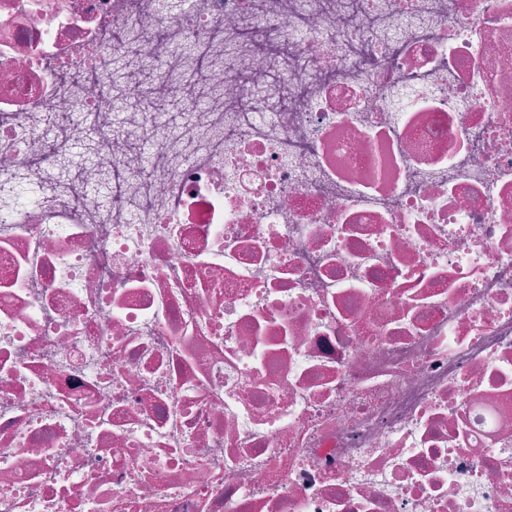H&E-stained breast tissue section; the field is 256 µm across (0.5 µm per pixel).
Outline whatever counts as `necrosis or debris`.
Here are the masks:
<instances>
[{
    "mask_svg": "<svg viewBox=\"0 0 512 512\" xmlns=\"http://www.w3.org/2000/svg\"><path fill=\"white\" fill-rule=\"evenodd\" d=\"M0 512H512V0H0Z\"/></svg>",
    "mask_w": 512,
    "mask_h": 512,
    "instance_id": "necrosis-or-debris-1",
    "label": "necrosis or debris"
}]
</instances>
